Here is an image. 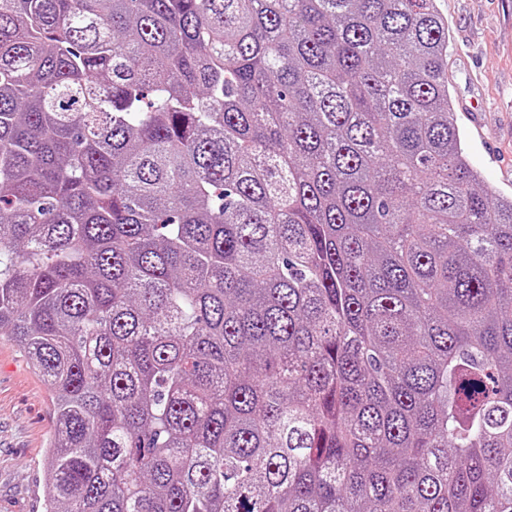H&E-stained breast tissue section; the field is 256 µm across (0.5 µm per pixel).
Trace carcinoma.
Listing matches in <instances>:
<instances>
[{"mask_svg":"<svg viewBox=\"0 0 512 512\" xmlns=\"http://www.w3.org/2000/svg\"><path fill=\"white\" fill-rule=\"evenodd\" d=\"M0 336L44 512H512V198L433 0H0Z\"/></svg>","mask_w":512,"mask_h":512,"instance_id":"cac0c4a2","label":"carcinoma"}]
</instances>
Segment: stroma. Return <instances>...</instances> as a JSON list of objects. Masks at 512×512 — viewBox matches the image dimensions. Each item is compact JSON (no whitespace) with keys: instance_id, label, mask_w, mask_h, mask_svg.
Returning <instances> with one entry per match:
<instances>
[{"instance_id":"1","label":"stroma","mask_w":512,"mask_h":512,"mask_svg":"<svg viewBox=\"0 0 512 512\" xmlns=\"http://www.w3.org/2000/svg\"><path fill=\"white\" fill-rule=\"evenodd\" d=\"M448 22V75L466 151L489 190L512 196V0H436ZM55 434L47 382L22 344L0 336V512H43L45 451Z\"/></svg>"}]
</instances>
